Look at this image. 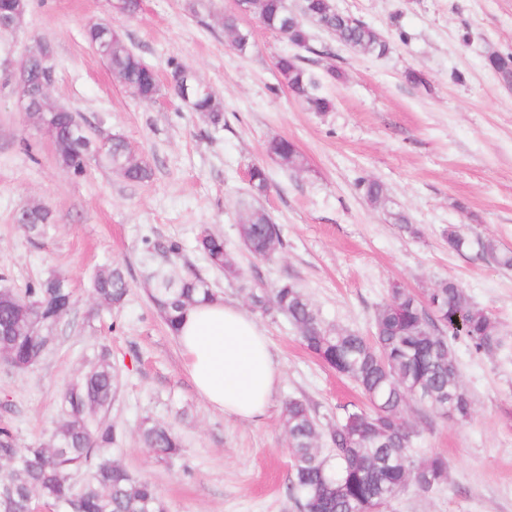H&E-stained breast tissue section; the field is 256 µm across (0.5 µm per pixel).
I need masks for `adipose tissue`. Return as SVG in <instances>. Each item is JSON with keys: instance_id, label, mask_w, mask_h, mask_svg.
<instances>
[{"instance_id": "ef3b65f1", "label": "adipose tissue", "mask_w": 512, "mask_h": 512, "mask_svg": "<svg viewBox=\"0 0 512 512\" xmlns=\"http://www.w3.org/2000/svg\"><path fill=\"white\" fill-rule=\"evenodd\" d=\"M174 337L189 379L213 409L247 421L265 416L280 377L252 315L218 296L187 309Z\"/></svg>"}]
</instances>
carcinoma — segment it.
Wrapping results in <instances>:
<instances>
[{
	"label": "carcinoma",
	"mask_w": 512,
	"mask_h": 512,
	"mask_svg": "<svg viewBox=\"0 0 512 512\" xmlns=\"http://www.w3.org/2000/svg\"><path fill=\"white\" fill-rule=\"evenodd\" d=\"M238 8L256 14L264 26L297 48L310 49L307 21L297 17L288 0H240ZM301 9L312 24L336 35V39L363 55L382 58L390 45L363 19L332 7V0H302ZM224 32L231 46L243 52L250 47L251 33L237 23V15L224 16ZM87 40L122 84L145 103L160 93L157 75L118 35H100L88 30ZM487 67L504 82H512V55L490 53ZM45 66L41 54L29 57V89L34 90ZM276 68L291 94L312 112H329L333 100L324 93L327 81L342 79L334 67L313 71L297 54L285 53ZM171 89L179 82L196 87L189 101L213 126L224 123V104L200 85L194 74L177 61L170 63ZM78 122L72 112H49L44 131L52 141L59 165L81 175L90 161L117 170L129 182L151 177L146 163L136 158L125 139L112 140L103 152L96 151V138L83 132L73 135ZM268 152L292 172L305 169L304 156L286 139H273ZM250 200L241 202L243 214L238 234L245 247L263 259L273 258L281 248L282 230L257 199L269 188L266 170L253 165L248 171ZM359 188L373 206H387L385 186L363 179ZM52 221L49 209L40 204L22 206L15 223L29 233L40 234ZM145 253L162 265L149 273L151 302L165 324L175 330L185 307L214 295L204 278L178 270L184 247L177 240L165 243L143 239ZM483 252L499 266L512 268V251L493 238L478 240ZM197 248L217 269L233 271L224 239L208 230L200 233ZM93 295L113 308L121 307L130 291L123 270L116 266L99 271L93 280ZM252 304L265 313L288 317L299 331L306 349L336 372L351 378L361 389L367 407L345 410L327 428H320L308 406L297 399L285 405L284 420L292 449L291 491L298 497L301 512H370L387 503L407 487L423 491L440 487L448 479V459L431 455L416 460L411 447L416 432L404 419L411 402L443 417L465 419L471 403L462 389L450 341L461 338L475 351L493 355L501 346L496 321L469 301L451 279L438 281L425 299L395 287L374 315L373 333L363 336L342 328H331L320 320L317 310L293 283L262 288L251 295ZM74 304L69 283L48 276L18 293L0 288V351L13 367L27 370L37 365L52 347L48 333ZM41 326L37 336L28 334L30 322ZM116 374L110 363L98 360L78 376L61 397V414L45 441L37 447L19 448L11 429L0 427V463L9 471L0 477V512H30L41 501L66 512H166L155 486L134 477L112 459L118 433L95 415L112 403ZM144 447L158 458L169 459L180 452V439L172 425L145 419L140 427ZM325 442L322 448L319 442ZM89 472L85 483L76 486L73 475Z\"/></svg>",
	"instance_id": "1"
}]
</instances>
